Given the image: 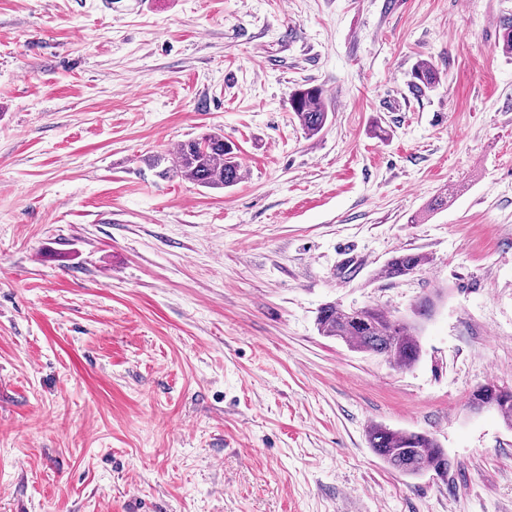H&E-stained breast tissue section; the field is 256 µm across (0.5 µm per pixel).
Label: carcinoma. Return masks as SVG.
I'll return each instance as SVG.
<instances>
[{
	"instance_id": "obj_1",
	"label": "carcinoma",
	"mask_w": 512,
	"mask_h": 512,
	"mask_svg": "<svg viewBox=\"0 0 512 512\" xmlns=\"http://www.w3.org/2000/svg\"><path fill=\"white\" fill-rule=\"evenodd\" d=\"M499 28L502 52L512 54V18L501 19ZM439 80L434 64L424 61L414 70L413 88L420 93L434 88ZM289 104L309 137L318 135L329 120L325 93L319 85L307 83L296 87ZM161 163L165 164L163 174L209 189L232 187L243 178L237 145L218 132L180 143L174 151L156 159V164ZM427 263L428 258L420 253L403 252L388 262L386 274L390 278L410 276ZM316 325L321 335L336 338L355 351L380 356L398 368L415 365L422 354L417 323L374 306H364L356 315L350 308L326 304L318 310ZM478 403L494 405L512 428V391L505 392L494 384L483 385L468 398V404ZM367 440L378 457L405 476H419L427 471L445 475L451 467L437 440L426 433L375 424L369 428Z\"/></svg>"
}]
</instances>
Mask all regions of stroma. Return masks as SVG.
Listing matches in <instances>:
<instances>
[{"instance_id": "35a3bbf8", "label": "stroma", "mask_w": 512, "mask_h": 512, "mask_svg": "<svg viewBox=\"0 0 512 512\" xmlns=\"http://www.w3.org/2000/svg\"><path fill=\"white\" fill-rule=\"evenodd\" d=\"M509 16L0 0V512H512V428L467 407L512 389ZM212 130L234 187L153 167ZM402 252L428 262L387 277ZM427 294L408 369L316 329L327 303L408 318ZM375 423L433 436L448 475L392 470ZM413 88L416 92L432 89L439 83V72L430 61H424L418 64L413 74ZM289 104L299 125L309 137L318 135L329 120L325 93L319 85H299L291 92Z\"/></svg>"}]
</instances>
